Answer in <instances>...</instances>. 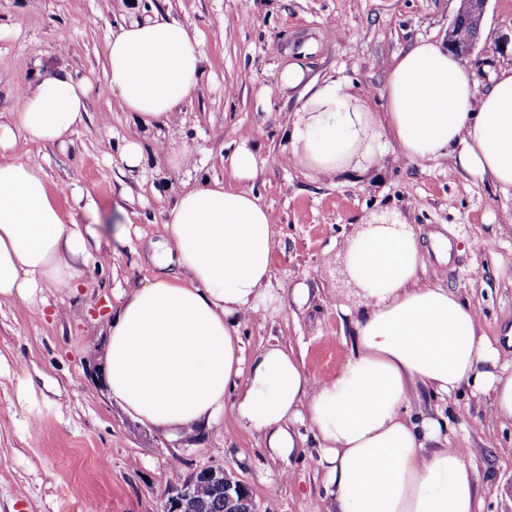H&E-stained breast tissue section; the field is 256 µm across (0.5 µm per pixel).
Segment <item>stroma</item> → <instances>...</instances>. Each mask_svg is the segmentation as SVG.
<instances>
[{"instance_id":"obj_1","label":"stroma","mask_w":512,"mask_h":512,"mask_svg":"<svg viewBox=\"0 0 512 512\" xmlns=\"http://www.w3.org/2000/svg\"><path fill=\"white\" fill-rule=\"evenodd\" d=\"M458 0H0V117L19 111L36 62L89 78L88 117L67 150L17 138L15 157L39 162L64 213L94 223L98 246L78 288L43 285L0 302V512H163L169 488L207 466H224L248 487L257 512H329L316 444L274 462L261 438L232 417L181 439L144 426L109 399L105 338L118 295L151 278L152 245L183 189L229 174L224 150L248 143L254 184L277 219L272 283L279 296L262 318L246 317L247 351L284 343L309 376L335 375L350 326L337 308L359 309L347 269L351 239L371 221L399 220L417 232L427 265L431 234L450 242L440 280L469 304L489 341L512 356V190L448 163L403 164L384 155L365 172L308 176L286 162L285 133L299 93L279 85L283 63L308 77L350 80L382 111L393 56L421 38L446 41ZM187 25L202 42L205 75L167 133L168 150L141 137L146 161L128 173L119 152L137 136L107 73V40L139 12ZM486 28L470 56L480 89L487 67L512 66V0H489ZM191 163L178 162L182 147ZM316 291L293 302L299 283ZM490 398L462 389L449 398L451 447L476 469L484 512H512V426L489 419ZM292 481L278 479L281 470Z\"/></svg>"}]
</instances>
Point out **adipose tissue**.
<instances>
[{"label": "adipose tissue", "instance_id": "adipose-tissue-1", "mask_svg": "<svg viewBox=\"0 0 512 512\" xmlns=\"http://www.w3.org/2000/svg\"><path fill=\"white\" fill-rule=\"evenodd\" d=\"M199 45L175 21L120 25L107 69L122 109L146 128L169 124L202 78ZM280 82L304 90L286 158L312 175L366 170L388 149L398 162H447L512 188V66L482 91L467 59L417 40L394 56L380 112L350 82L307 80L297 62L282 68ZM88 90L70 70L35 68L21 110L0 121V299L43 284L78 286L96 231L69 220L43 167L12 148L20 135L66 148L87 117ZM219 161L233 184L214 179L176 196L160 228L158 273L112 310L104 372L113 402L140 424L184 438L231 414L283 462L311 432L331 512H482L464 450L449 447L437 415L411 411L413 402L469 386L490 395L492 419L512 423V369L500 365L469 304L439 284L447 240L433 242L431 269L408 225H370L351 240L348 271L363 308L344 309L350 351L334 377L314 380L280 346L244 349V317L277 299L276 219L253 191L254 151L240 144ZM172 264L184 278L167 274Z\"/></svg>", "mask_w": 512, "mask_h": 512}]
</instances>
